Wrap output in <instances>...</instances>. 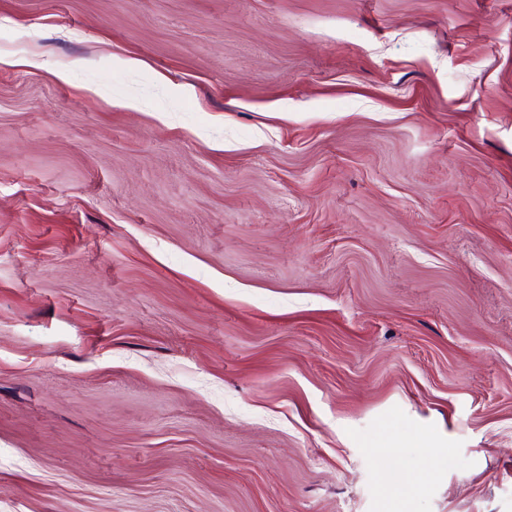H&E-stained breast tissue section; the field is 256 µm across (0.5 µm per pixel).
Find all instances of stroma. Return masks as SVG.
<instances>
[{"label":"stroma","mask_w":512,"mask_h":512,"mask_svg":"<svg viewBox=\"0 0 512 512\" xmlns=\"http://www.w3.org/2000/svg\"><path fill=\"white\" fill-rule=\"evenodd\" d=\"M0 512H512V0H0Z\"/></svg>","instance_id":"35a3bbf8"}]
</instances>
